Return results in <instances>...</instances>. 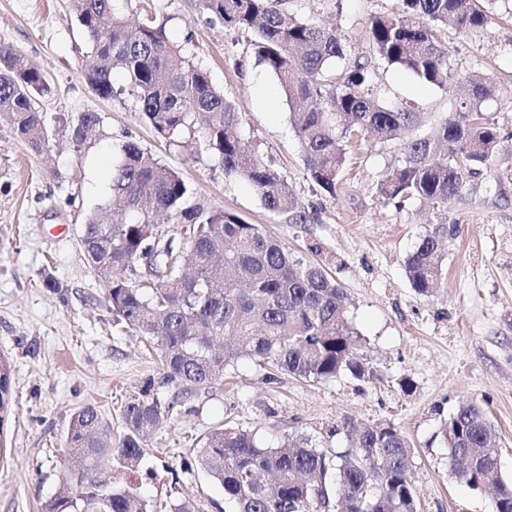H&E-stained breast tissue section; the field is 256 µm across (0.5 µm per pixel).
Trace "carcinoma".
<instances>
[{"label":"carcinoma","mask_w":512,"mask_h":512,"mask_svg":"<svg viewBox=\"0 0 512 512\" xmlns=\"http://www.w3.org/2000/svg\"><path fill=\"white\" fill-rule=\"evenodd\" d=\"M293 0H203L224 27L247 41L257 64L280 81L290 123L311 179L336 191L347 154L365 137L400 145L401 160L378 185L384 200L401 208L419 200L443 211L459 197L466 176L489 163L501 135L482 111L496 87L483 76L465 78L468 91L433 134H417L422 116L412 103L383 106L370 88V64L342 68L346 36L301 18ZM496 0H396L394 11L373 16L365 30L372 53L389 67L414 74L438 88L457 77L456 47L448 31L478 35L490 22ZM78 24L92 41L80 76L99 97L114 94L122 71L141 118L165 139L193 128L204 115L198 138L213 151L224 174L249 183L264 207L287 215L290 224L310 216L280 176L264 163L239 131V112L210 75L187 62L152 18L131 24L118 0H75ZM49 92L44 74L27 66L12 47L0 44V118L18 138L42 153L51 135L40 98ZM100 117L86 112L72 127L82 142ZM112 206L121 219L84 225L82 244L103 280L114 324L161 341L164 379L207 389L239 360L249 359L270 376L288 373L320 382L349 374L360 382L377 378L362 361L361 337L346 314L344 290L322 266L288 254L258 224L224 211L186 205L190 190L175 171L133 142L120 147L112 170ZM157 273L147 274L141 255L158 236ZM411 287L434 293L443 276V238L424 235L406 263ZM11 365L0 358V415L11 402ZM172 406L144 392L122 411L123 432L112 440V424L93 406L72 417L68 444L78 468L65 477L66 493L43 512H149L151 504L131 487L87 479L103 463L136 472L148 453L146 438ZM348 446L330 453L308 444L264 445L242 428L218 427L193 463L224 488L231 512H322L330 495L342 512H417L411 472L414 449L396 427L344 421ZM452 473L474 489L495 491L496 512H512V479L503 477L490 449L497 430L477 400L462 403L441 427Z\"/></svg>","instance_id":"obj_1"}]
</instances>
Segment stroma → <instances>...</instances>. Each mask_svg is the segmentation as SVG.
Masks as SVG:
<instances>
[{"label": "stroma", "instance_id": "1", "mask_svg": "<svg viewBox=\"0 0 512 512\" xmlns=\"http://www.w3.org/2000/svg\"><path fill=\"white\" fill-rule=\"evenodd\" d=\"M395 0H325L319 20L336 24L352 56L369 55L364 31ZM485 32L454 35L459 74L478 71L496 95L484 111L504 134L491 166L468 178L445 214L413 202L383 203L377 186L400 160L398 146L367 144L341 176L335 195L312 181L290 125L278 78L254 61L202 0H129L125 15H155L186 58L208 68L214 86L232 99L242 136L288 184L310 213L305 224L270 213L245 181L224 174L218 158L190 131L158 137L135 110L122 76L103 99L80 78L90 41L72 0H0V44L12 46L47 77L41 109L51 133L48 154H35L0 119V356L12 367V402L0 417V512H41L70 470L67 435L73 414L96 407L122 432V411L148 391L172 404L151 435L150 454L129 473L111 467L101 480L133 486L150 502L169 490L192 499L196 512H227L222 486L188 470L190 451L230 421L265 443L287 439L328 451L348 440L344 419L389 422L414 448L419 512H494L491 491L474 489L449 469L440 439L444 421L466 400L480 401L498 431L501 472L512 479V0H497ZM371 86L386 105L414 103L426 127L447 116L455 88L441 89L373 61ZM86 112L99 127L80 143L70 126ZM133 141L190 188L189 202L226 210L259 224L296 259L327 269L348 298V319L363 339L371 383L341 376L314 383L288 375L266 378L250 360L232 379L207 389L163 380L157 351L135 333L119 332L104 284L81 243L87 219L108 212L117 148ZM445 239L444 279L434 296H419L406 260L427 233ZM53 276L67 293L43 286ZM409 379L402 392L400 379Z\"/></svg>", "mask_w": 512, "mask_h": 512}]
</instances>
